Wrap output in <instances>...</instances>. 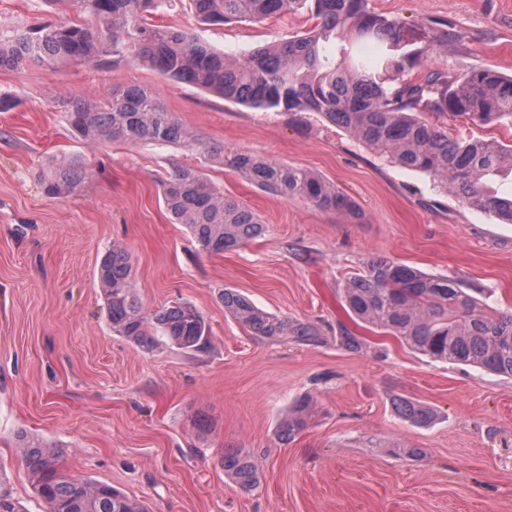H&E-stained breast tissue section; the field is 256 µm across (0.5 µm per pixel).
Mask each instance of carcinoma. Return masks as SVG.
I'll return each mask as SVG.
<instances>
[{"mask_svg":"<svg viewBox=\"0 0 512 512\" xmlns=\"http://www.w3.org/2000/svg\"><path fill=\"white\" fill-rule=\"evenodd\" d=\"M62 13L99 20L93 30L78 24H34L0 32V68L29 64L93 63L101 56H128L165 77L214 92L225 100L275 112H313L355 137L372 154L425 174L439 188L470 207L512 224V198L501 197L491 178L512 174V143L492 146L479 138L448 133L445 119L476 127L512 124V76L491 69L462 77L434 71L422 81L404 80L431 45L448 44V25L424 26L416 36L395 16L375 12L369 0H188L202 24L235 20L261 22L273 14L308 11L316 24L276 45L257 46L229 61L192 32L151 22L169 0H45ZM356 43L378 50L372 61L351 58ZM71 127L90 144L189 143L193 135L149 92L135 86L114 89L104 104L82 99L63 102ZM212 162L242 174L285 198H301L323 211L353 213L356 205L321 176L248 152L217 153ZM84 171L73 161L54 167L45 181L54 197L80 186ZM167 212L187 227L199 250L233 251L260 235L264 225L245 206L227 197L201 173L179 169L162 183ZM99 279L112 332L150 349L161 341L204 352L211 337L202 315L177 303L147 313L132 280L129 253L118 246L103 257ZM354 319L377 333L435 361L471 365L512 377V313L488 316L462 285L388 258L367 263L343 288ZM224 311L256 336L314 344L322 330L311 323L266 312L245 295L222 291ZM336 343L346 351L366 348L364 339L343 323ZM313 398L304 396L277 425L288 443L308 425ZM395 413L419 427L432 424L437 411L404 397L392 398ZM34 489L45 512H149L104 483L78 481L62 469L61 454L49 442L23 430L15 434ZM224 472L244 491L256 489L261 471L241 448L224 451ZM0 512H25L10 483L0 476Z\"/></svg>","mask_w":512,"mask_h":512,"instance_id":"carcinoma-1","label":"carcinoma"}]
</instances>
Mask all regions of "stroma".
Segmentation results:
<instances>
[{
  "instance_id": "obj_1",
  "label": "stroma",
  "mask_w": 512,
  "mask_h": 512,
  "mask_svg": "<svg viewBox=\"0 0 512 512\" xmlns=\"http://www.w3.org/2000/svg\"><path fill=\"white\" fill-rule=\"evenodd\" d=\"M409 30L448 24L410 81L442 69L486 67L512 76V0H370ZM46 0H0V31L62 21ZM152 21L193 32L229 58L310 29L306 12L262 22L198 23L187 0ZM152 92L191 131L188 145L89 144L59 99L104 102L112 89ZM0 472L27 512H44L13 434L23 428L64 451L75 479L112 485L150 512H512V378L435 362L391 336L356 327L367 348L336 343L350 318L348 278L385 257L457 279L487 313L512 312V224L472 209L431 178L384 162L312 112L290 114L224 100L149 67L111 57L0 69ZM241 151L309 169L349 195L359 217L265 191L210 154ZM82 164L81 186L48 196L43 174ZM191 168L266 224L223 254L196 252L173 223L161 183ZM132 257L148 312L195 307L207 352L159 343L144 349L113 333L98 268L112 247ZM233 288L258 307L320 326L318 345L251 335L224 311ZM316 406L294 442L276 436L289 404ZM401 396L438 412L427 427L400 420ZM422 449L398 458L387 446ZM228 448L253 453L258 489L224 472Z\"/></svg>"
}]
</instances>
